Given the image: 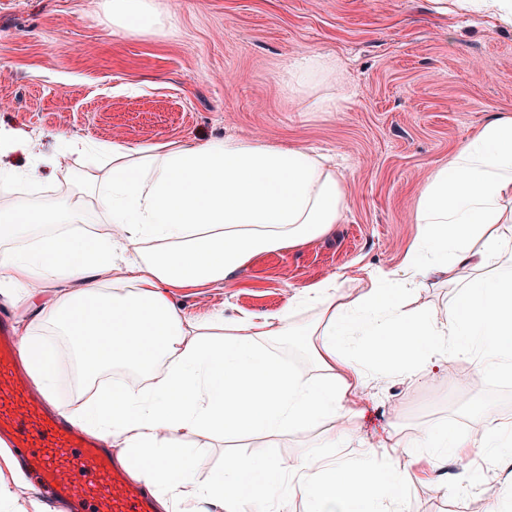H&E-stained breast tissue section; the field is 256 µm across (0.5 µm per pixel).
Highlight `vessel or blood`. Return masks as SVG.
Wrapping results in <instances>:
<instances>
[{
    "mask_svg": "<svg viewBox=\"0 0 512 512\" xmlns=\"http://www.w3.org/2000/svg\"><path fill=\"white\" fill-rule=\"evenodd\" d=\"M18 339L0 316V437L16 448L56 512H154L155 502L113 450L54 412L17 363Z\"/></svg>",
    "mask_w": 512,
    "mask_h": 512,
    "instance_id": "b4317fda",
    "label": "vessel or blood"
}]
</instances>
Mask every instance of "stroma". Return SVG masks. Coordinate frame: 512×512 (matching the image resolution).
<instances>
[{"label":"stroma","instance_id":"stroma-1","mask_svg":"<svg viewBox=\"0 0 512 512\" xmlns=\"http://www.w3.org/2000/svg\"><path fill=\"white\" fill-rule=\"evenodd\" d=\"M152 31H112L108 0H0V126L20 128L55 155L58 136L131 146L169 140L260 139L335 157L349 208L316 242L266 253L230 282L179 288L190 317L280 310L290 289L338 276L358 295L366 274L398 270L422 227L415 202L429 172L489 121L512 116V25L433 0H154ZM317 53L333 73L288 85V66ZM323 99L334 108L320 107ZM53 181L29 187L41 205L81 190L90 162L69 155ZM458 291L429 278L407 299L411 311L445 318ZM351 428L365 444L385 434L413 443L428 430L476 434L485 412L512 420V374L493 378L459 361L456 376L429 367L414 377L379 372L369 380ZM321 427L269 441L244 433L226 441L187 436L200 472L224 456H293L319 445ZM465 495L461 464L440 481L412 467L401 512H512V467L482 466ZM11 491L0 512H50L16 466L0 459Z\"/></svg>","mask_w":512,"mask_h":512}]
</instances>
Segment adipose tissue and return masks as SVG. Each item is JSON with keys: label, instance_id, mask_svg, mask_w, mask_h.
<instances>
[{"label": "adipose tissue", "instance_id": "adipose-tissue-1", "mask_svg": "<svg viewBox=\"0 0 512 512\" xmlns=\"http://www.w3.org/2000/svg\"><path fill=\"white\" fill-rule=\"evenodd\" d=\"M157 22L152 0H112L118 33ZM92 151L108 169L84 194L0 208V288L29 299L48 280L68 285L17 328L21 355L45 390L56 370L55 351L39 335L49 327L67 337L83 379L117 366L146 376L145 385L98 392L76 419L115 442L165 512H199L210 500L224 512H283L297 494L307 512H395L419 461L434 466L472 448L502 462L512 422L494 416L477 437L436 430L414 445L388 435L374 450L355 445L346 422L371 366L413 374L467 356L478 372L512 373V265L492 278L476 274L512 229V118L487 123L430 172L415 203L422 232L401 271L368 275L353 298L330 277L293 290L280 311L233 320H195L172 291L225 281L254 257L324 235L348 209L331 158L258 139L133 147L116 137ZM91 210L111 224L109 237L87 232ZM434 274L464 282L443 320L406 308L407 295ZM304 308L317 314L301 326L294 317ZM288 341L306 346L317 375L280 358L275 346ZM319 423L354 446V457L232 455L202 476L182 441L200 430L279 439Z\"/></svg>", "mask_w": 512, "mask_h": 512}]
</instances>
